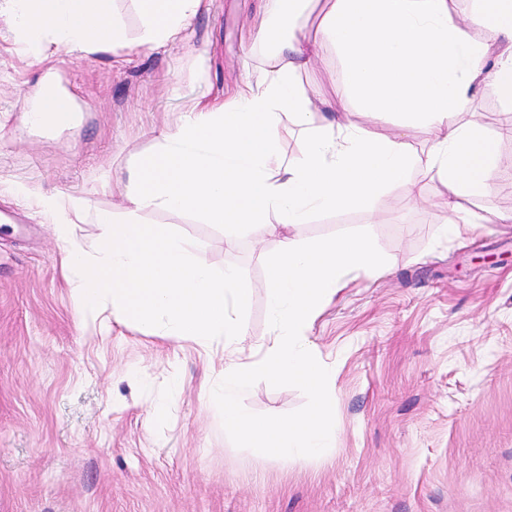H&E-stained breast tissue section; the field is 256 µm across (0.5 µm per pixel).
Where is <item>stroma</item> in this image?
I'll return each mask as SVG.
<instances>
[{
	"label": "stroma",
	"instance_id": "obj_1",
	"mask_svg": "<svg viewBox=\"0 0 512 512\" xmlns=\"http://www.w3.org/2000/svg\"><path fill=\"white\" fill-rule=\"evenodd\" d=\"M129 48L120 55L59 52L36 61L0 19V512H512V137L492 191L469 202L478 221L445 235L435 173L411 171L425 197L401 186L370 206L316 213L304 224L247 226L226 237L197 214L142 215L183 236L199 261L240 268L253 293L252 339L273 328L265 260L281 239L314 243L365 235L387 263L348 284L307 339L333 371L326 457L277 462L228 434L206 393L224 361L132 327L78 320L53 225L10 192L84 195L121 213L129 165L156 151L196 99L218 100L236 80L259 77L262 0H208L175 42L142 51L136 0H112ZM322 42L300 80L321 102L315 121L348 119L368 133L399 118L343 95V58ZM70 95L79 119L58 134L29 128L23 108L42 83ZM167 410L154 418L150 409ZM252 413L301 416L307 391L254 380Z\"/></svg>",
	"mask_w": 512,
	"mask_h": 512
}]
</instances>
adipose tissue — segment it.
Returning <instances> with one entry per match:
<instances>
[{"label":"adipose tissue","instance_id":"adipose-tissue-1","mask_svg":"<svg viewBox=\"0 0 512 512\" xmlns=\"http://www.w3.org/2000/svg\"><path fill=\"white\" fill-rule=\"evenodd\" d=\"M311 2L266 0L270 24L259 40L271 50L261 77L242 81L224 101L194 100L175 131L162 133L159 150L129 167L122 216L91 211L82 196L14 187L56 229L78 317L108 305L118 325L204 350L221 342L224 367L210 394L224 428L280 461L294 454L321 457L333 447L327 409L334 378L306 335L345 288L346 274H383V258L359 233L313 245L283 241L266 261L273 331L253 343L245 319L252 288L244 274L233 266L215 273L181 235L142 223V215L190 212L229 232L271 216L302 224L316 212L366 205L393 184L419 197L409 177L419 167L441 179L440 203L450 214L446 231L456 236L470 222L462 199L486 194L500 163L482 128L460 117L482 83L492 84L512 108V0H476L463 20L449 11L448 0H326L321 37L313 42L295 24ZM206 3L138 0L142 46L151 50L175 40ZM0 17L37 57L54 48L113 53L128 45L110 0H0ZM476 26L492 28L497 40L474 42ZM325 40L343 55L348 94L370 111L439 130L426 153H415L403 136L368 134L347 121L314 124L315 93L298 75ZM64 99L57 90H42L27 123L46 132L71 128L77 114ZM295 137L300 149L290 157L281 146ZM85 214L99 230L88 245L73 235V216ZM257 378L304 385L308 412L288 419L251 413L239 391Z\"/></svg>","mask_w":512,"mask_h":512}]
</instances>
